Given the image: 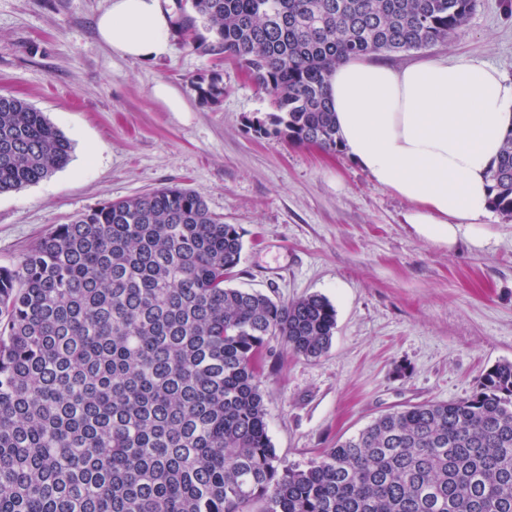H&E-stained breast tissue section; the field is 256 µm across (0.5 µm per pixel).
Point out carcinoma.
<instances>
[{"mask_svg":"<svg viewBox=\"0 0 512 512\" xmlns=\"http://www.w3.org/2000/svg\"><path fill=\"white\" fill-rule=\"evenodd\" d=\"M475 0H175L174 33L272 98L254 131L335 150L340 61L446 43ZM224 96L217 73L192 81ZM71 142L0 93V194L50 177ZM512 217V131L490 171ZM234 224L178 186L109 200L0 267V512H512V362L456 402L380 415L301 466L269 436V336L317 359L336 309L227 286Z\"/></svg>","mask_w":512,"mask_h":512,"instance_id":"cac0c4a2","label":"carcinoma"}]
</instances>
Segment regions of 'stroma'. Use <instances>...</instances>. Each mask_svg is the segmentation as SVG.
<instances>
[{"instance_id":"stroma-1","label":"stroma","mask_w":512,"mask_h":512,"mask_svg":"<svg viewBox=\"0 0 512 512\" xmlns=\"http://www.w3.org/2000/svg\"><path fill=\"white\" fill-rule=\"evenodd\" d=\"M108 0H0V92L44 112L72 145L49 178L0 194V266L17 264L51 227L109 200L180 185L243 233L232 287L282 302L324 295L336 332L317 359L269 337L261 390L269 435L303 463L407 404L469 396L492 365L512 362V217L490 211L479 242L419 236L409 203L344 150L254 132L274 107L236 65L187 46L150 62L115 55L95 19ZM478 60L512 79V0H477L463 31L423 50L380 54ZM215 71L220 102L193 79ZM164 83L186 109L154 97Z\"/></svg>"}]
</instances>
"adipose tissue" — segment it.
<instances>
[{
    "label": "adipose tissue",
    "instance_id": "1",
    "mask_svg": "<svg viewBox=\"0 0 512 512\" xmlns=\"http://www.w3.org/2000/svg\"><path fill=\"white\" fill-rule=\"evenodd\" d=\"M168 0H110L101 40L137 62L170 54ZM328 96L347 154L410 204L405 221L454 245L488 215L489 170L512 131V80L494 66L428 58L402 69L352 57L334 69Z\"/></svg>",
    "mask_w": 512,
    "mask_h": 512
}]
</instances>
